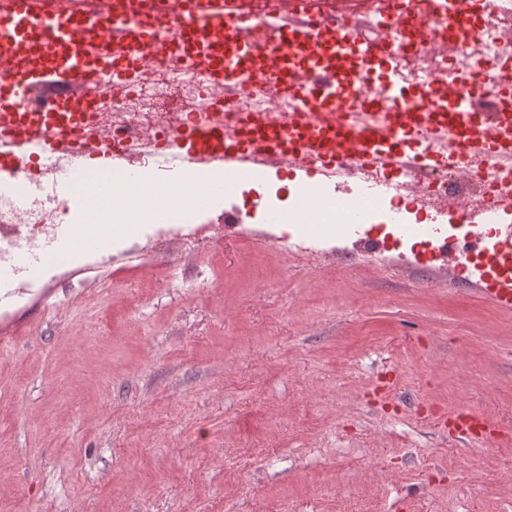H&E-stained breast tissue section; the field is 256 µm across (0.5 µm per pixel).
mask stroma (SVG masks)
<instances>
[{
  "mask_svg": "<svg viewBox=\"0 0 512 512\" xmlns=\"http://www.w3.org/2000/svg\"><path fill=\"white\" fill-rule=\"evenodd\" d=\"M74 254L0 309V512H512V309L394 248ZM502 435L463 446L460 409Z\"/></svg>",
  "mask_w": 512,
  "mask_h": 512,
  "instance_id": "1",
  "label": "stroma"
}]
</instances>
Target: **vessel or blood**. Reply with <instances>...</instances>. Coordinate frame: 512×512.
<instances>
[{
	"mask_svg": "<svg viewBox=\"0 0 512 512\" xmlns=\"http://www.w3.org/2000/svg\"><path fill=\"white\" fill-rule=\"evenodd\" d=\"M49 0H6L0 7V59L7 68L0 74V188H14L11 178L21 164L34 167L52 162L54 197L72 195L73 167L109 170L130 160L111 135L103 133L92 144L76 137L73 116L91 111L96 95L95 80L110 70L114 81L124 83L138 76L144 50L159 56L189 60L202 72L204 92L226 84L229 67L243 73L259 71L261 64L241 50L239 41L247 20L225 11L221 0H182L176 12H164L144 21L117 7L102 12L96 25L84 22L83 0H68L64 11L53 13ZM383 23L406 29L418 20L416 14L401 13L397 0H383ZM279 53L277 85L281 95L298 100L301 111L292 113L278 127L261 126L268 138L281 143V153L291 159H317L321 170L355 159L363 166L394 177L423 158L415 134L431 132L438 125L452 126L453 148L473 157L495 151L501 162L512 164V82L496 89L498 111L479 112L456 104L437 109L429 93H421L415 104L395 110L383 127L352 124L344 99L335 97L329 83L316 82L317 74H336V56L356 41L358 33L344 18L333 27H313L291 18L280 20L269 32ZM318 57L317 65L300 61L303 53ZM46 99L39 121L27 120L25 102L32 90ZM146 149L172 167L193 169L196 179L188 184L198 202L206 203L230 193L219 173L233 165L246 171L259 150L251 141L225 133L218 123L196 121L177 133H162L148 140ZM90 252L93 239L77 241L73 225H64L46 252L23 258L26 277L20 294L34 291L46 267L74 248ZM482 295L496 306L512 309V280L495 269L474 268L472 272ZM443 431L469 442H483L500 434L484 415L460 411L440 419Z\"/></svg>",
	"mask_w": 512,
	"mask_h": 512,
	"instance_id": "obj_1",
	"label": "vessel or blood"
}]
</instances>
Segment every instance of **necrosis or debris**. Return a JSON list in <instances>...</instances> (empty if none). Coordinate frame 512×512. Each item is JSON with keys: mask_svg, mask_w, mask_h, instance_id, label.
Listing matches in <instances>:
<instances>
[{"mask_svg": "<svg viewBox=\"0 0 512 512\" xmlns=\"http://www.w3.org/2000/svg\"><path fill=\"white\" fill-rule=\"evenodd\" d=\"M414 2L421 26L396 41V78L402 90L412 95L424 89L435 91L439 105L444 106L457 92L459 73L465 72L482 89L481 95L472 99V106L484 112L495 111L486 67L490 61H501L500 79L512 81V60H505L503 53L505 38L512 34V0ZM355 3L354 21L361 37L347 49L340 71L354 97L375 99V107L366 114L367 122L385 125L390 123L399 102L389 95L382 75L370 70L368 59V45L381 36L384 27L372 11L370 0ZM228 4L246 9L251 17V25L244 34L251 56L268 58L263 33L278 0H228ZM461 7L468 12L472 29L464 38V50L449 57L440 48L448 38L449 15ZM274 78L270 72L262 81L236 80L223 91L222 111L213 112L200 96L202 75L198 69L179 59L151 61L130 93L111 91L112 76L104 74L97 109L87 113L84 128L92 135L105 128L121 137L131 148L136 166L146 171L150 165L143 142L161 132L175 133L186 120L215 121L228 131L239 133L256 121L287 119L294 106L276 93ZM417 141L425 160L423 168L407 169L401 180L388 184L382 175L351 164L325 180V195H335L341 184L369 192L376 206L359 212L356 221L371 225L400 220L401 260H416L423 255L439 259L435 242L440 239L458 245L465 264L484 263L491 253L481 248L482 240L499 242L512 236L511 222L478 221L479 216L488 214L495 198L512 192V167L504 166L491 155L470 158L449 152L448 131L444 128L435 137L421 135ZM459 174L466 175L472 192L452 210L448 207V193L453 177ZM52 175L48 168L35 175L16 173L26 199L23 211H16L13 194L0 193V268L19 269L21 258L39 251L54 234L58 205L43 187Z\"/></svg>", "mask_w": 512, "mask_h": 512, "instance_id": "1", "label": "necrosis or debris"}]
</instances>
